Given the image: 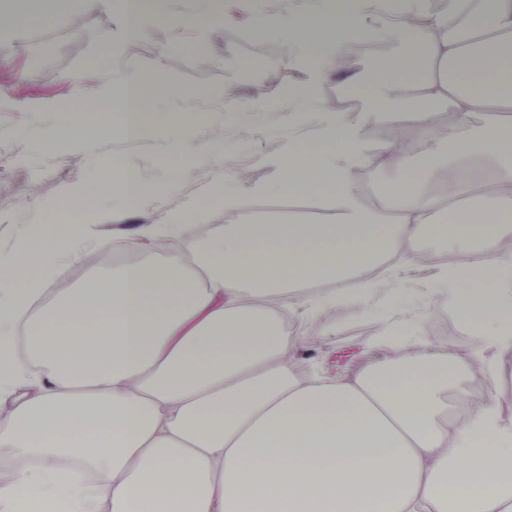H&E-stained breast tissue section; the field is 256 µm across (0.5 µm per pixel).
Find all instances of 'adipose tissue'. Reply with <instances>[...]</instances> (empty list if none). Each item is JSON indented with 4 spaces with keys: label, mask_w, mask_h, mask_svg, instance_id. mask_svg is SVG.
<instances>
[{
    "label": "adipose tissue",
    "mask_w": 512,
    "mask_h": 512,
    "mask_svg": "<svg viewBox=\"0 0 512 512\" xmlns=\"http://www.w3.org/2000/svg\"><path fill=\"white\" fill-rule=\"evenodd\" d=\"M90 19L116 10L124 37L112 71L95 91L100 113L125 92L146 97L131 43L151 14L142 0H76ZM322 21L297 31L313 76L344 72L349 40L376 15L400 42L380 59L398 79L370 91L375 122L402 109L425 142L395 138L373 148L362 124L330 117L322 139L275 157L296 195L328 205L332 224L275 220L231 224L198 237L186 210L171 223L142 225L126 259L107 277L69 281L61 258L98 238L94 222L27 225L0 253V455L34 468L0 477V512L22 501L35 512H512V420L498 398L466 406L448 423L457 367L425 339L394 328L392 356L349 378L299 377L310 337L283 335L273 302L347 309L364 300L366 279L398 244L421 234L452 239L439 280L475 338L464 363L484 369L487 351L512 357V126L463 133L482 112L512 109V0L435 14L423 0H312ZM447 113V127L436 124ZM99 128L81 122L35 130L37 147L61 154ZM448 140V203L421 192L442 178L426 144ZM486 155L498 178L474 183L468 160ZM398 167L388 201H359L357 167ZM168 239L176 252L149 261L141 240ZM482 269L487 280L472 278ZM318 294H307L310 285Z\"/></svg>",
    "instance_id": "1"
}]
</instances>
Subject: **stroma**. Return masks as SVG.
<instances>
[{"label":"stroma","mask_w":512,"mask_h":512,"mask_svg":"<svg viewBox=\"0 0 512 512\" xmlns=\"http://www.w3.org/2000/svg\"><path fill=\"white\" fill-rule=\"evenodd\" d=\"M269 16L301 27L321 21L309 0H225L220 21L201 18L198 0H168L148 35L131 46L143 71L160 74L170 90L146 100L145 132L135 139L122 133V116L116 113L94 142L71 147L61 157L36 149L28 136L31 129L53 127L57 117L0 103V252L12 249L25 225L71 217L60 195L77 184L93 188L90 206L107 220L95 259L83 254L64 258L74 283L93 271L112 272L119 265L113 252L124 249L139 225L166 223L181 207L190 209L191 223L208 234L227 224L268 218L293 216L320 223L326 208L279 186L271 163L289 145L319 141L326 120L317 115L298 125L289 123L292 106L281 92L308 83L310 73L287 39L266 29ZM202 28L207 49L201 56L188 45ZM119 38L110 13L88 22L63 11L52 23L21 31L8 52L0 54V72L19 75L30 95L60 99L70 107V120L81 121L89 115L98 80L112 67L109 49ZM370 41L378 54L359 55L352 64L364 91L352 90L340 78L317 85L315 98L352 103L357 113L368 108L367 87L389 79L376 70L378 58L398 51L380 34ZM217 128L224 132L225 163L219 170L185 148L189 142L208 141ZM128 156L134 157L142 183L162 189L134 208L124 206L123 185L113 168L114 161ZM239 170L246 172L251 186L264 187V194L251 197L246 209L233 211L208 199L215 179L234 187ZM418 271L414 251H404L390 277L375 279L364 309H349L341 319L320 312L300 317L305 335L316 341L300 352V362L314 374L344 377L372 356L389 354L378 336L390 322H400L409 332L425 322L430 333H437L445 308L441 286L435 274L422 278Z\"/></svg>","instance_id":"1"}]
</instances>
